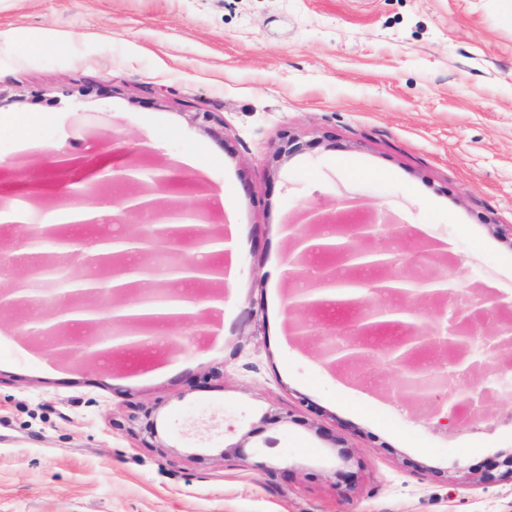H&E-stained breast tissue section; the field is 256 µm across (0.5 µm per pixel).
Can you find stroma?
<instances>
[{
	"instance_id": "stroma-1",
	"label": "stroma",
	"mask_w": 512,
	"mask_h": 512,
	"mask_svg": "<svg viewBox=\"0 0 512 512\" xmlns=\"http://www.w3.org/2000/svg\"><path fill=\"white\" fill-rule=\"evenodd\" d=\"M139 147L237 227L221 326L171 359L66 360L24 333L55 305L0 308V512H512V346L419 413L392 365L293 335L280 273L309 207L385 208L395 254L437 245L421 274L460 316L512 320L503 0H0V195L61 201ZM452 390L474 401L446 430Z\"/></svg>"
}]
</instances>
